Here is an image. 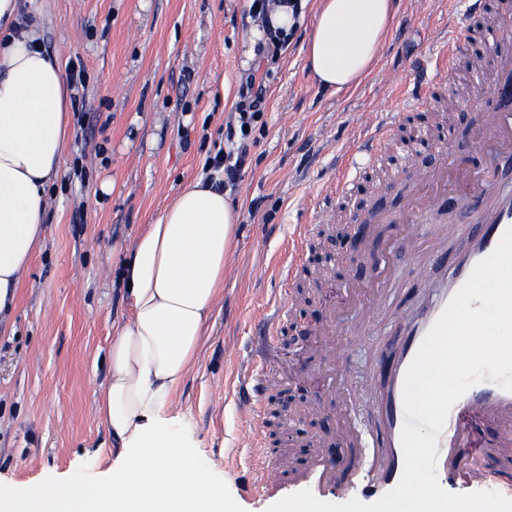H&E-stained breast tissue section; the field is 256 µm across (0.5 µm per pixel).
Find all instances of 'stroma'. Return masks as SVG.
<instances>
[{
  "label": "stroma",
  "instance_id": "1",
  "mask_svg": "<svg viewBox=\"0 0 512 512\" xmlns=\"http://www.w3.org/2000/svg\"><path fill=\"white\" fill-rule=\"evenodd\" d=\"M23 10L75 95L63 170L48 188L45 240L14 309L0 317V483L17 493L64 475L94 479L112 461L118 444L98 404L112 325L129 313L118 259L227 150L225 129L251 38L244 0H24ZM459 10L455 0H399L374 69L351 89L335 93L312 82L301 51L311 31L307 21L272 67L262 123L251 132L247 165L229 192L240 206L236 259L226 268L197 362L166 410L238 512H268L277 498L243 488L254 453L235 445L243 414L222 394L236 368L224 355L225 341L249 359L261 320L285 301L288 321L265 352L261 426L267 447L294 459L302 439H324L330 449L344 447L346 436L338 405L324 398L326 379L313 347L290 336V322L336 312L352 340L345 363L358 387L376 338L396 331L395 308L420 302V272L406 241L391 256L397 281L391 310L358 309L352 287L370 283V257L395 235L392 224L376 225L356 260H306V269L319 275L306 304L297 303L274 268L287 260L297 225L348 223L367 184L383 182L380 208L398 213L399 164L363 166L344 195L325 186L342 157L356 151L357 114L397 110V97L414 92V67L442 21ZM388 70L400 73L399 91L384 85ZM475 89L471 71L458 68L452 82L432 89L435 107L400 112V130L420 126L432 137L470 145L479 118L465 113L460 123L456 116Z\"/></svg>",
  "mask_w": 512,
  "mask_h": 512
}]
</instances>
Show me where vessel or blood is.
I'll return each instance as SVG.
<instances>
[{"label": "vessel or blood", "instance_id": "obj_1", "mask_svg": "<svg viewBox=\"0 0 512 512\" xmlns=\"http://www.w3.org/2000/svg\"><path fill=\"white\" fill-rule=\"evenodd\" d=\"M463 14L486 19L485 37L496 40L512 35V0H464ZM464 50L460 28L449 26L445 36L433 43L428 63L419 69V89L427 90L445 77L448 64ZM469 106L481 115V169L461 171L464 150L455 139L418 144V151H430L435 164L410 178L398 217L399 223L405 224L409 239L433 244L444 240L446 227L429 223L428 216L434 205L455 206L457 187L465 185L476 203L475 223L467 243L441 278L423 273L420 283L422 300L416 308L398 311L402 334L389 343L378 358L373 382L359 391L351 387L346 390L347 408L353 418L349 432L351 440L360 438L358 392L367 393L372 400L371 415L376 424L372 438L376 454L372 463L364 464L362 457L356 455L349 466L340 471L331 452L310 455L294 480L313 495L328 497L341 490L343 483L352 482L359 484L364 498L378 499L399 483L404 467L401 433L406 422L405 374L424 338L475 266L496 249L504 233L512 228V74L501 73L488 84L486 91L474 93ZM399 118L396 112L367 114L361 118L363 134L357 150L359 160L378 161L383 145L394 136ZM452 170L461 171V182L449 180L448 173ZM313 230V225H301L288 255L284 270L286 280H293L301 267L302 253ZM336 324L335 314L330 313L324 317L319 329L324 340L319 347L318 361L324 367L335 365L339 359L335 346L328 341L329 336L336 333ZM264 379L263 367L251 361L244 367L236 386L238 406L248 415L237 430L236 445L257 452L250 484L251 491L256 494L278 493L287 487L274 450L264 445L260 425ZM511 447L512 391L491 380L481 381L471 386L451 408L438 434L436 469L453 481L491 483L510 497L512 464L503 452Z\"/></svg>", "mask_w": 512, "mask_h": 512}]
</instances>
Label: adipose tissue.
Segmentation results:
<instances>
[{
    "instance_id": "ef3b65f1",
    "label": "adipose tissue",
    "mask_w": 512,
    "mask_h": 512,
    "mask_svg": "<svg viewBox=\"0 0 512 512\" xmlns=\"http://www.w3.org/2000/svg\"><path fill=\"white\" fill-rule=\"evenodd\" d=\"M395 2L279 0L263 23L293 34L313 6L305 59L319 86L340 91L372 71ZM21 10V0H0V313L44 239L47 189L69 132L70 87ZM238 221L223 190L200 178L134 239L121 272L130 314L114 327L99 402L120 451L100 481L65 477L20 500L1 486L7 512H234L162 412L197 360Z\"/></svg>"
}]
</instances>
